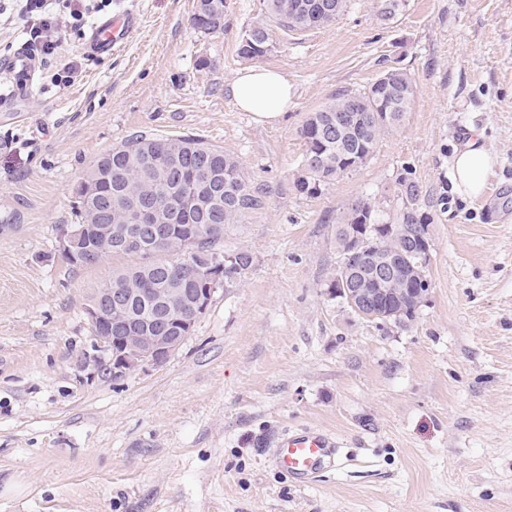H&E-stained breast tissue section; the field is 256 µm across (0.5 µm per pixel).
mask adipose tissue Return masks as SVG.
<instances>
[{
	"label": "adipose tissue",
	"mask_w": 512,
	"mask_h": 512,
	"mask_svg": "<svg viewBox=\"0 0 512 512\" xmlns=\"http://www.w3.org/2000/svg\"><path fill=\"white\" fill-rule=\"evenodd\" d=\"M231 91L237 107L252 113L255 120L261 123L280 119L293 104L291 84L275 69H240L233 78ZM495 164L494 154L484 147L479 136H472L453 158L456 190L466 196L481 195L486 177Z\"/></svg>",
	"instance_id": "obj_1"
}]
</instances>
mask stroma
I'll list each match as a JSON object with an SVG mask.
<instances>
[{"label":"stroma","mask_w":512,"mask_h":512,"mask_svg":"<svg viewBox=\"0 0 512 512\" xmlns=\"http://www.w3.org/2000/svg\"><path fill=\"white\" fill-rule=\"evenodd\" d=\"M196 0H112L137 11L118 52L87 56L56 88L0 116V512H512V0H349L332 24L273 29L238 54L263 0H227L224 31L190 24ZM279 70L294 91L272 124L239 111L237 70ZM398 69L416 94L373 157L323 191L297 192L299 129L336 91ZM497 157L486 186L453 189L472 132ZM224 149L266 196L224 236L254 264L220 288L160 367L85 379V316L115 260L58 255L88 167L139 133ZM417 185L431 293L404 326L358 316L326 283L336 219L369 200L397 223ZM335 434L346 465L299 487L270 462L284 429ZM270 28L267 22L258 23L242 36L239 54L243 58L255 59L264 56L270 48Z\"/></svg>","instance_id":"obj_1"}]
</instances>
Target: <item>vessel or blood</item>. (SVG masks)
Instances as JSON below:
<instances>
[{
  "label": "vessel or blood",
  "instance_id": "b4317fda",
  "mask_svg": "<svg viewBox=\"0 0 512 512\" xmlns=\"http://www.w3.org/2000/svg\"><path fill=\"white\" fill-rule=\"evenodd\" d=\"M138 28L139 17L134 10L118 12L94 26L86 40V50L94 57L112 55L130 40ZM36 70L34 59L22 49L0 61V71L12 78L22 96L30 92ZM271 457L278 470L288 475L296 485L304 486L321 472L339 467L343 453L330 433L308 428L279 436Z\"/></svg>",
  "mask_w": 512,
  "mask_h": 512
}]
</instances>
